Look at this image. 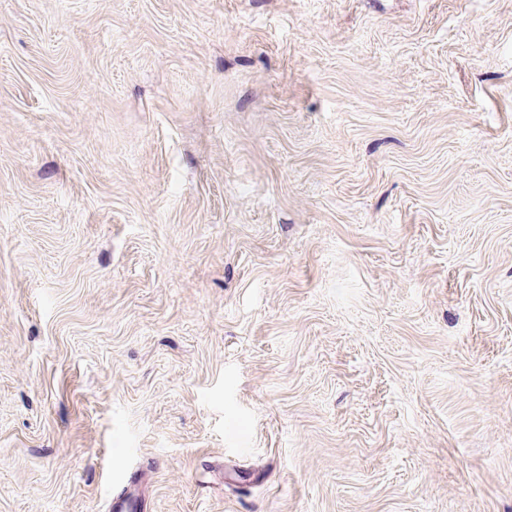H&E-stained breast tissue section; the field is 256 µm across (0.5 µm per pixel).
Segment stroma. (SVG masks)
Instances as JSON below:
<instances>
[{"mask_svg": "<svg viewBox=\"0 0 512 512\" xmlns=\"http://www.w3.org/2000/svg\"><path fill=\"white\" fill-rule=\"evenodd\" d=\"M512 512V0H0V512ZM135 481L139 484L137 479L130 477L126 485L123 483L116 488L112 486V496L108 503L110 512H133L132 510L142 509L138 495L130 490Z\"/></svg>", "mask_w": 512, "mask_h": 512, "instance_id": "stroma-1", "label": "stroma"}]
</instances>
